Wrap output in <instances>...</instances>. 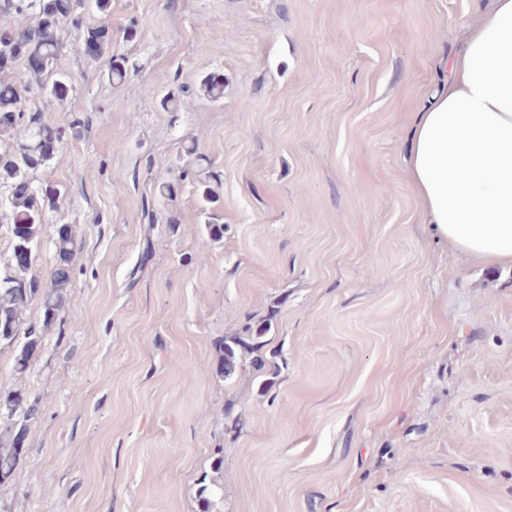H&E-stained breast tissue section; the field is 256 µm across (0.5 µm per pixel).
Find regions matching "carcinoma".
<instances>
[{"instance_id":"cac0c4a2","label":"carcinoma","mask_w":512,"mask_h":512,"mask_svg":"<svg viewBox=\"0 0 512 512\" xmlns=\"http://www.w3.org/2000/svg\"><path fill=\"white\" fill-rule=\"evenodd\" d=\"M84 0H39L37 27L16 33L9 27H0V69L18 58L26 59L29 74L37 91L62 103L67 84L63 77L52 78L54 61L60 46L59 19L73 17L79 23L77 12ZM110 41L108 29L100 26L88 32L86 46L95 58L104 54ZM25 116L16 88L0 82V136H9ZM61 142V133L45 126H36L29 140L14 153H0V183L10 186L7 200L12 214V262L9 270L0 275V349H12L14 371H27L32 357L39 349L42 337L23 328V312L27 304L37 299L43 310V323L49 327L63 315L70 304L72 262L77 249L71 228H59L53 242L56 263L50 271L46 286L33 274L39 248V226L44 211L52 204L58 191L53 188L37 190L32 186L30 172L48 164ZM268 324L260 322L249 328L247 336H227L220 346L219 371L230 378L237 371L240 355L260 344ZM38 412L37 403L29 402L21 394L0 395V485L13 476L24 455L29 422Z\"/></svg>"}]
</instances>
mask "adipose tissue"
<instances>
[{
    "label": "adipose tissue",
    "instance_id": "obj_1",
    "mask_svg": "<svg viewBox=\"0 0 512 512\" xmlns=\"http://www.w3.org/2000/svg\"><path fill=\"white\" fill-rule=\"evenodd\" d=\"M405 176L451 252L512 265V0L467 27L441 91L414 116Z\"/></svg>",
    "mask_w": 512,
    "mask_h": 512
}]
</instances>
